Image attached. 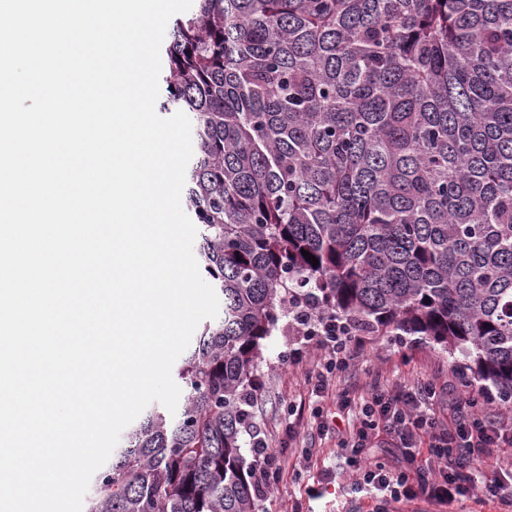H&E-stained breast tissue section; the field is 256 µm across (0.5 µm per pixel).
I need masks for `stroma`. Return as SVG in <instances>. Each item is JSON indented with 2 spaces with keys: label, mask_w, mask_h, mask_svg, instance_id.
<instances>
[{
  "label": "stroma",
  "mask_w": 512,
  "mask_h": 512,
  "mask_svg": "<svg viewBox=\"0 0 512 512\" xmlns=\"http://www.w3.org/2000/svg\"><path fill=\"white\" fill-rule=\"evenodd\" d=\"M287 318H280L271 336L262 342V360L256 374L259 385L250 408V426L263 430L272 447L284 450L293 461L284 481L262 493L258 512H291L307 483H318L319 498L309 501L310 512H372L367 498H355L348 487L355 474L346 464L347 452L334 435H321L316 426V397L310 379L311 363L283 364L288 348L301 344ZM358 353L336 384L350 394H366L376 382L395 389L420 379L433 380L443 398L468 397L471 389L448 365L441 345L415 336H380L368 331L356 334ZM296 413L303 429L296 442H289L284 426L289 413Z\"/></svg>",
  "instance_id": "stroma-1"
}]
</instances>
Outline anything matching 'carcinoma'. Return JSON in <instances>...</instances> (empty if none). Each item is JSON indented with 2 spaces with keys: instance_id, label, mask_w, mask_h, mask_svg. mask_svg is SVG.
<instances>
[{
  "instance_id": "obj_1",
  "label": "carcinoma",
  "mask_w": 512,
  "mask_h": 512,
  "mask_svg": "<svg viewBox=\"0 0 512 512\" xmlns=\"http://www.w3.org/2000/svg\"><path fill=\"white\" fill-rule=\"evenodd\" d=\"M162 59L223 310L84 512H256L240 433L289 297L439 344L512 402V0H196Z\"/></svg>"
}]
</instances>
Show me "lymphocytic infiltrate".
<instances>
[{"mask_svg": "<svg viewBox=\"0 0 512 512\" xmlns=\"http://www.w3.org/2000/svg\"><path fill=\"white\" fill-rule=\"evenodd\" d=\"M291 315L306 344L289 349L283 360L299 365L311 359V352H318V359H311L315 362L312 392L328 404L319 429L326 434L338 428L345 435L351 448L347 462L356 473L354 493L374 500L377 512L419 498L449 505L468 497L512 507V486L484 466L490 452L512 448V430L483 417L477 396H468L445 414L438 409L439 391L430 380L404 390L376 388L366 397H351L335 384L337 374L353 359L351 331L335 319L300 307ZM251 439L260 487L277 485L288 469L287 457L270 448L263 431H253ZM371 442L399 448V466L388 469L366 462L361 452Z\"/></svg>", "mask_w": 512, "mask_h": 512, "instance_id": "lymphocytic-infiltrate-1", "label": "lymphocytic infiltrate"}]
</instances>
